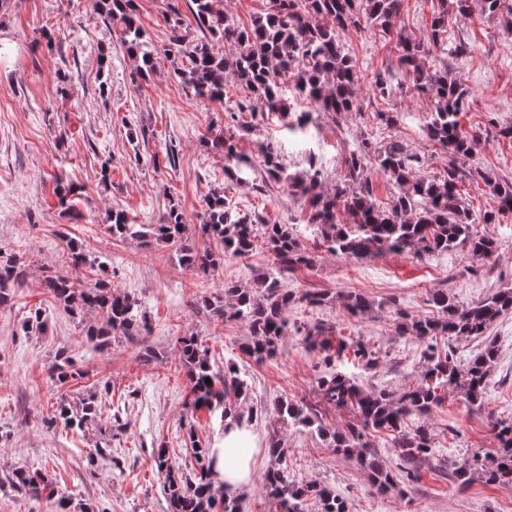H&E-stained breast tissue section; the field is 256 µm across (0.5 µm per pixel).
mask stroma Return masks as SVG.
<instances>
[{
    "instance_id": "stroma-1",
    "label": "stroma",
    "mask_w": 512,
    "mask_h": 512,
    "mask_svg": "<svg viewBox=\"0 0 512 512\" xmlns=\"http://www.w3.org/2000/svg\"><path fill=\"white\" fill-rule=\"evenodd\" d=\"M94 3L0 0V248L16 253L25 269L23 286L15 289L9 307L0 309V473L12 466L39 471L52 478L56 491L54 499L37 500L0 484V512H60L61 497L68 499L70 512H167L154 450L167 448L176 468L191 466L181 426L188 380L175 351L177 339L189 335L208 347L215 372L236 369L249 386L236 407L256 413L251 430L261 449L251 481L236 492L242 512H276L261 484L262 474L275 464L267 451L273 436L287 450L284 465L291 479L330 486L348 512H512L511 487L478 478L462 490L448 473L449 461L492 454L491 421L512 419V313L489 331L498 358L483 407L472 409L459 395H448L429 418L435 453L420 479L398 475L394 488L381 495L355 459L329 448L314 429L286 424L274 412L275 401L311 398L324 370L301 336H283L277 356L258 363L240 350L248 339L244 324L213 317L200 306L225 283L251 286L255 273L272 263L265 244L250 256L225 259L217 276L202 278L180 267L173 247L113 238L105 221L109 210L122 209L138 223L153 224L175 204L193 240L205 246L209 240L200 233L205 196L220 188L258 222L296 225L301 247L315 261L286 273L282 285L294 292L321 290L327 298L315 308L293 306L290 324L318 325L329 335L362 341L377 351L376 365L349 359L339 362V369L364 386L398 394L418 382L426 360L418 341L397 337L394 307L422 316L430 313L431 294L440 288L467 305L511 287L512 214L497 224L477 225L478 233L493 236L499 245L485 261L454 252H387L366 259L330 254L315 244L304 199L260 169L249 180L232 179L224 172L223 156L204 147L224 118L225 104L245 99L246 91L230 80L225 102H200L174 86L171 64L161 52L150 78L131 85L133 63L117 38L118 28L102 23ZM137 5L139 22L159 49L171 35L170 7L182 9L184 34L198 32L185 0H137ZM46 30L53 36L49 49L40 43ZM448 35L468 45L451 68L471 92L460 122L480 135L475 164L512 181V141L497 134L499 127L512 125V35L477 5L466 19L449 22ZM342 40L359 64L363 110L335 120L317 117L302 141L289 134L281 115L246 111L234 123L238 151L258 159L265 147H275L287 172L316 165L329 189L344 173L348 149L364 140L375 148L399 140L418 157L419 175L442 172L448 157L423 132L429 104L400 74L395 55L372 30L350 31ZM63 70L69 75L64 82L58 78ZM378 71L395 74L398 82L385 101L373 98L369 84ZM384 112L397 113L396 124L382 121ZM171 144L178 151L172 166L163 160ZM106 159L112 165L104 177ZM58 175L80 186L73 198L80 220H71L58 203ZM74 248L90 261L84 285L104 279L113 289L135 295L147 313L148 330L114 336L101 350L88 344L79 320L61 310L43 286L46 270L65 269ZM350 291L373 302L370 316H350L343 305ZM37 310L47 319L45 332L24 334L26 317ZM61 351L82 373L62 392L50 378ZM89 392L96 394L112 427H105L104 419L77 433L49 426L59 395L74 403ZM103 441L110 457L88 466V453Z\"/></svg>"
}]
</instances>
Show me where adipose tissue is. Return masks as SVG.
Wrapping results in <instances>:
<instances>
[{"mask_svg": "<svg viewBox=\"0 0 512 512\" xmlns=\"http://www.w3.org/2000/svg\"><path fill=\"white\" fill-rule=\"evenodd\" d=\"M256 451L251 430L233 427L225 431L222 443L211 450L215 459L213 475L225 491L232 492L249 483Z\"/></svg>", "mask_w": 512, "mask_h": 512, "instance_id": "adipose-tissue-1", "label": "adipose tissue"}]
</instances>
